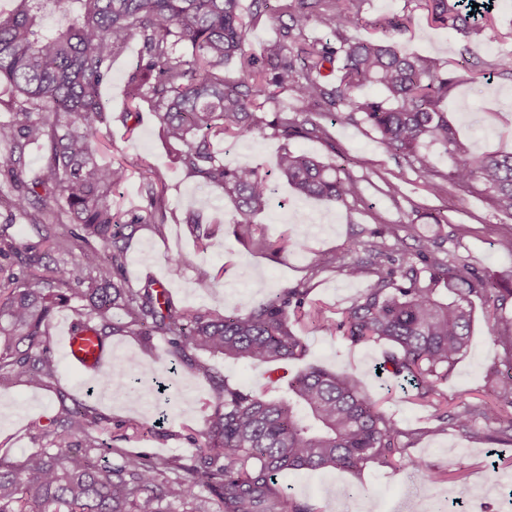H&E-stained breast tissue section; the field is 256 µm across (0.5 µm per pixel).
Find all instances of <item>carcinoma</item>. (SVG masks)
<instances>
[{
    "label": "carcinoma",
    "instance_id": "obj_1",
    "mask_svg": "<svg viewBox=\"0 0 512 512\" xmlns=\"http://www.w3.org/2000/svg\"><path fill=\"white\" fill-rule=\"evenodd\" d=\"M355 0H282L276 39L258 54L247 48L244 12L270 11L269 0H18L0 12V179L13 188L11 214L25 218L38 241L20 245L0 225V387H39L55 375L49 325L57 311L72 307L73 329L89 330L102 347L117 335L144 346L165 341L161 368L189 369L209 377L214 402L202 442L188 464L178 456L151 459L126 448L107 447L93 432L109 418L65 391H56L52 439L19 460L0 457V512H311L288 500L277 479L290 471H355L372 459L403 462L431 483L444 480L404 455L401 431L364 392L352 373L311 367L288 380L286 392L244 390L201 359L222 356L252 365L274 364L306 348L294 326L309 319L353 345H386L379 369L413 391L414 399L444 397L440 385L469 347L477 296L494 304L512 296L476 277L467 265L449 266L434 257L436 241L424 238L417 256L430 262L422 284L413 258L368 288L334 321L307 300L304 288L272 291L248 313L186 308L167 288L126 278L127 245L149 223L163 234L168 222L164 185L147 160L136 163L145 194V214L112 208V188L126 176L124 163L101 162L92 141L112 115L101 99L111 62L129 43L142 48L125 90L128 119L147 102L162 139L178 147L177 163L208 188L221 192L250 233V217L266 209L273 188L257 167L229 166L212 150L215 140L244 137L270 128L281 138L326 135L311 116L331 123L360 120L394 155L421 176H437L434 157L422 144L444 149L453 161L446 175L458 189L475 187L512 218V153H475L458 137L440 102L458 82L437 58L409 55L389 39L356 40ZM479 7H474V3ZM490 0H420L431 21L492 45L501 32L491 20ZM63 10L66 26L44 25L45 13ZM323 24L326 38L309 36ZM236 64V76L224 68ZM376 86L382 96L363 95ZM293 93L292 111L264 116L268 100ZM37 145L42 164L26 176L27 152ZM341 168L288 148L277 175L305 196L328 203L360 197L358 181ZM58 206L50 208L45 199ZM207 201L184 223L202 229ZM69 259L54 260L50 251ZM481 417L512 432V415L496 404L466 407L451 416L469 428ZM116 458L107 466L99 451Z\"/></svg>",
    "mask_w": 512,
    "mask_h": 512
}]
</instances>
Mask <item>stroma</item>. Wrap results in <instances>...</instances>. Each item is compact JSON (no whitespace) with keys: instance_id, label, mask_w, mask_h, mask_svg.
Segmentation results:
<instances>
[{"instance_id":"stroma-1","label":"stroma","mask_w":512,"mask_h":512,"mask_svg":"<svg viewBox=\"0 0 512 512\" xmlns=\"http://www.w3.org/2000/svg\"><path fill=\"white\" fill-rule=\"evenodd\" d=\"M395 14L412 18L408 30L398 37L404 51L449 63L458 76L441 107L459 136L478 152H512V74L497 70L502 60L512 59V0H496L492 17L502 38L488 47L468 44L462 34L432 23L417 0H361L358 24L350 35L356 39L383 37L381 19ZM467 44L474 53L468 64L461 58ZM140 49V40H132L112 62V77L102 90L112 112L124 107L128 75ZM327 131L325 141H286L269 130L215 143L217 154L231 165L256 166L274 176L279 153L289 148L341 164L345 174L359 182L361 199L331 204L301 195L275 179L269 207L252 217L251 236L240 239L235 234L233 205L178 166L151 111H143L134 134H127L116 120L102 128L94 141L99 156L147 158L163 179L170 212L163 234L146 224L136 233L127 253L129 280L135 284L149 278L166 282L179 306L228 310L255 305L273 290L303 288L310 300L337 320L385 274L388 254L416 253L420 239L432 237L438 243L436 258L468 265L485 281L512 288V249L505 245L512 239V218L497 211L484 194L452 186L438 194L432 192L426 179L382 145L367 124L339 123ZM392 184L397 194H389ZM202 196L209 197V214L217 222L211 227L209 248L199 252L184 218ZM437 213L445 216V223L433 222ZM355 241L364 245L357 254L349 250ZM371 246L376 247L377 257H369ZM178 252L187 255L189 262L174 279L169 275V259ZM358 257L369 259L367 273L348 278L346 268ZM299 333L307 350L288 362L255 367L216 357L212 363L234 384L257 390L271 383L285 390L289 378L311 366L363 374L366 394L402 430L401 443L407 454L420 459L427 469L445 473L446 478L428 484L399 465L372 460L355 472L300 470L282 475L278 482L287 497L308 504L313 512H512V438L501 434L498 425L479 418L469 430H460L453 422L441 420L433 407L414 403L410 393L393 381L375 378L382 345L353 346L311 325ZM511 345L512 299L496 310L475 300L470 345L443 387L448 412L496 401L506 364L512 359L507 354ZM59 388L115 422L154 421L160 402L150 384L118 396L99 391L97 380L87 379L66 358H59L48 386L0 390V456L17 459L35 447L30 426L36 421L50 423ZM171 394L166 436L131 433L121 440V447L151 458H192L193 438L204 426L212 390L205 379L182 370L174 378ZM340 484L356 485L358 495L337 500Z\"/></svg>"}]
</instances>
